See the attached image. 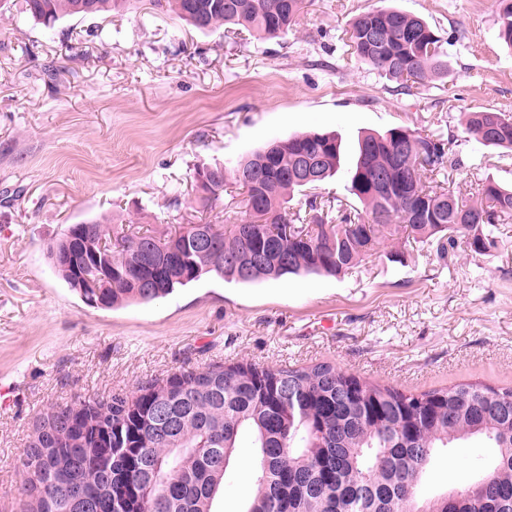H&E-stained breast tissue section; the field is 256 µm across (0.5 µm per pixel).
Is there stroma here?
<instances>
[{"mask_svg": "<svg viewBox=\"0 0 512 512\" xmlns=\"http://www.w3.org/2000/svg\"><path fill=\"white\" fill-rule=\"evenodd\" d=\"M382 4L428 21L447 73L403 89L354 58L352 20ZM10 6L0 20V512H20L22 453L46 407L134 397L182 371L328 362L407 393L512 386V223L482 255L461 243L442 258L395 239L339 277L207 275L112 310L84 303L48 253L70 224L159 237L227 224L241 197L203 209L195 172L309 131L342 141L343 171L320 198L351 202L359 137L397 127L453 142L464 163L444 182L456 193L477 177L512 185V152L464 133L466 113H512L498 0H309L288 35L268 40L200 31L151 0L51 28L23 0ZM490 456L473 440L441 450L425 491L467 487ZM252 460L238 449L221 512H239Z\"/></svg>", "mask_w": 512, "mask_h": 512, "instance_id": "stroma-1", "label": "stroma"}]
</instances>
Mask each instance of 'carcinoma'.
Returning <instances> with one entry per match:
<instances>
[{
    "label": "carcinoma",
    "mask_w": 512,
    "mask_h": 512,
    "mask_svg": "<svg viewBox=\"0 0 512 512\" xmlns=\"http://www.w3.org/2000/svg\"><path fill=\"white\" fill-rule=\"evenodd\" d=\"M132 0H25L46 27L72 16H99ZM305 0H165L166 11L200 30L239 27L264 38L288 34ZM499 38L512 48V0H499ZM350 47L361 62L402 88L423 85L447 71L441 39L422 18L392 7L358 15ZM466 133L483 146L512 150V115L475 111ZM341 143L334 133L305 132L277 139L229 170L194 175L201 202L219 201L228 185L242 191L251 223L218 227L213 250L186 246L179 231L147 258L144 235H121L112 245V287L90 295L80 287L99 248L66 228L51 255L57 272L89 306L112 309L151 303L214 273L249 283L288 274L339 275L372 255L381 241L404 236L435 247L442 257L467 241L481 254L498 226L512 220V188L491 178L470 185L475 201L459 197L433 177L462 159L450 143L404 128L368 133L358 141L349 171L355 200L323 203L309 197L336 176ZM317 161V177H297L299 162ZM265 171L259 182L239 173ZM433 206L410 219L422 202ZM264 261L250 276L237 264L255 253ZM145 279L156 287L142 288ZM477 437L493 449L488 474L502 486L495 499L472 496L463 512H512V387L458 384L419 394L346 374L330 363L261 369L250 363L184 371L140 389L134 401L116 393L41 412L23 465L25 512H85L69 490L81 486L95 512H218L215 503L237 448L255 449L252 493L240 512H368L357 491L371 486L378 502L406 500L415 512H448V492L420 493L439 448Z\"/></svg>",
    "instance_id": "cac0c4a2"
}]
</instances>
